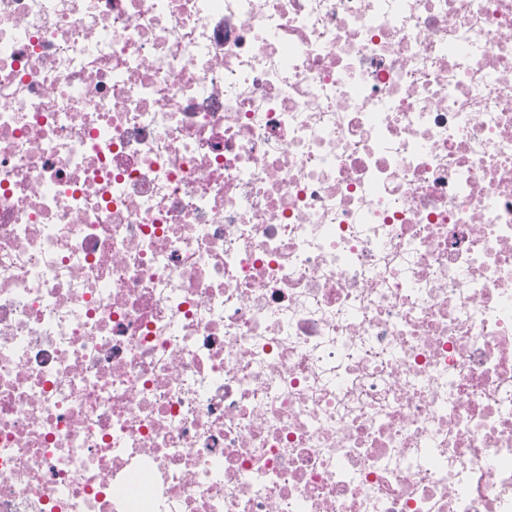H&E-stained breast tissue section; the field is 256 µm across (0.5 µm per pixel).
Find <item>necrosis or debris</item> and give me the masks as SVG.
<instances>
[{"instance_id": "1", "label": "necrosis or debris", "mask_w": 512, "mask_h": 512, "mask_svg": "<svg viewBox=\"0 0 512 512\" xmlns=\"http://www.w3.org/2000/svg\"><path fill=\"white\" fill-rule=\"evenodd\" d=\"M0 512H512V0H0Z\"/></svg>"}]
</instances>
